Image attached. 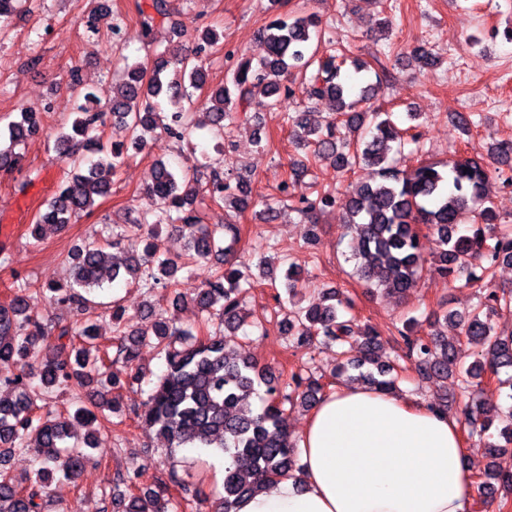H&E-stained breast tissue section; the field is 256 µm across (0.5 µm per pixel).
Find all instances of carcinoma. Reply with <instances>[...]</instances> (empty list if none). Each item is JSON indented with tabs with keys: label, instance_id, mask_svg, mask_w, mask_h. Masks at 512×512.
I'll list each match as a JSON object with an SVG mask.
<instances>
[{
	"label": "carcinoma",
	"instance_id": "carcinoma-1",
	"mask_svg": "<svg viewBox=\"0 0 512 512\" xmlns=\"http://www.w3.org/2000/svg\"><path fill=\"white\" fill-rule=\"evenodd\" d=\"M154 14L142 15L141 35L147 37L159 21L168 22L179 38L188 34L175 19L168 0H151ZM40 9L38 0H0V30L10 26L13 16ZM319 20L313 14L276 16L259 33L262 53L257 58L228 51L232 62L228 84L210 90L206 114L220 134L231 113L248 111L252 105L273 107L280 92L299 94L315 104L325 98L336 102L335 112L325 124L313 126L309 111L285 113L283 122L296 144L315 157L333 160L336 167L356 175L347 204L346 232L351 234L350 258L356 261L361 278L388 294L401 296L424 272L427 259L420 243V227L437 236L442 250L434 265L442 277L461 288H477L482 276L471 260L484 258L489 267L499 262L512 264V227L497 223L496 211L486 194L490 174L512 164V141H499L491 155L498 167L491 169L483 159L464 158L439 165L427 160L406 174L396 166L395 156H423L425 143L415 127H399L390 115L360 112L358 106L370 99L369 88L357 87L365 65L352 60L353 72L342 71L352 51L316 57L312 40L318 36ZM221 35L213 27L204 29L198 41L156 51L143 62L125 64V76L113 88L112 102L103 106L89 90H81L80 72H70L68 87L76 94L70 131L59 134L55 150L73 163L69 177L39 210L31 224V237L41 239L44 231H61L91 215L110 195L112 177L128 158L129 149L141 151L148 137L157 134L175 143L189 140V106L194 91L205 84L201 54L216 47ZM51 104L43 110H24L8 124V142L0 144V170L21 173L22 192L38 172L23 171L20 146L44 130ZM130 131V139L105 147L95 132L103 126L107 112ZM148 190L161 198L164 210L153 217L112 225V242L84 240L67 253L74 265L73 280L48 288L60 308L73 311V320L62 326L46 323L36 311L29 283L16 285L9 305H0V512H43V496L55 476L71 483L95 457L85 449L97 448L96 431L123 416L119 391L143 382L137 365L140 351L151 346L163 359L164 370L153 384L139 414L141 422L167 439L171 448H216L224 453V495L210 503L204 484L193 483L172 469L168 482L158 489L143 487L145 468L118 471L114 488L124 491L111 497L112 512H180L185 497L171 490L189 492L200 504H212V512H236L240 499L260 483L270 484L298 469V448L288 434V407L311 408L325 391L322 377L308 367L288 375H273L245 353L229 350L226 337L236 336L247 325L244 302L261 286L252 269L266 277L268 256L257 261L236 259L241 239L238 224H206L193 208L205 194L236 211L248 200V180L230 179L213 167L206 182L198 175L180 178L160 162L153 169ZM336 206V195L318 193L301 196L292 211L308 219L314 213ZM472 219L469 228L461 225ZM166 225L186 239L185 257L158 254L148 235ZM203 270L205 276L194 302L201 320L189 327L155 314L150 331H133L125 307L112 302V320L117 337L100 341L96 324L88 317L95 305L91 292L128 277L151 294L174 285L176 273L184 268ZM301 265L291 261L285 270L278 304H291L280 321L288 335L303 346L316 339L336 346L339 361L333 373L338 378L357 372L351 380L381 391L398 392L399 379L407 368L422 378L453 376L467 401L458 419L467 436L487 439L491 462L478 475L479 493L499 494L503 504L512 499V463L507 461L512 446V406L505 409L484 398L488 381L508 387L512 400V378L499 379L500 370L512 368V334L500 336L494 323L512 316V290H496L483 297L467 315L447 309L432 311L428 319H454L459 327L455 342L435 335H415L417 319L411 317L396 328L400 351L390 363L378 362L379 334L351 313L352 304L333 289H324L306 300L300 294ZM480 348L470 363L460 357V344ZM104 373L101 386L112 397L86 402L76 397L74 410L43 411L34 387L48 391L55 386L82 389L93 373ZM39 381L33 385V381ZM264 386L265 399L259 409L251 398ZM87 428L81 443L69 444L75 425ZM503 442L492 440L491 429ZM33 451L40 468L35 478H17L6 467L15 449Z\"/></svg>",
	"mask_w": 512,
	"mask_h": 512
}]
</instances>
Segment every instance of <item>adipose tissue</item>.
I'll list each match as a JSON object with an SVG mask.
<instances>
[{
	"label": "adipose tissue",
	"instance_id": "ef3b65f1",
	"mask_svg": "<svg viewBox=\"0 0 512 512\" xmlns=\"http://www.w3.org/2000/svg\"><path fill=\"white\" fill-rule=\"evenodd\" d=\"M297 444L299 471L237 512H468L474 470L458 419L404 393L338 385Z\"/></svg>",
	"mask_w": 512,
	"mask_h": 512
}]
</instances>
